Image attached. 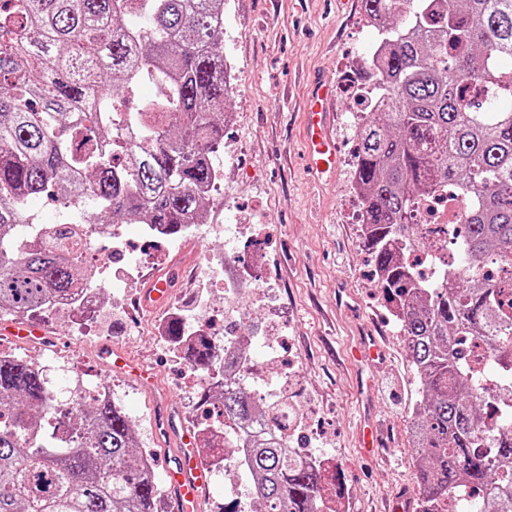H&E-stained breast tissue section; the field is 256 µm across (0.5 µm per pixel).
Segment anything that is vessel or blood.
Returning a JSON list of instances; mask_svg holds the SVG:
<instances>
[{
	"instance_id": "vessel-or-blood-1",
	"label": "vessel or blood",
	"mask_w": 512,
	"mask_h": 512,
	"mask_svg": "<svg viewBox=\"0 0 512 512\" xmlns=\"http://www.w3.org/2000/svg\"><path fill=\"white\" fill-rule=\"evenodd\" d=\"M328 96L325 90L316 93L307 112L306 142L310 150L311 166L320 174L335 172L338 165L336 152L325 133L328 114L324 110V102ZM170 295L168 280L157 279L143 290L142 302L149 307L160 306L168 301ZM0 333L10 336L21 345L37 343L45 336L38 325L22 319L0 327ZM103 356L110 370L128 375L145 386L153 384L152 374L121 351L108 347L104 349ZM171 437L175 453L163 477L172 489V512H199L202 495L209 484L205 467L192 453L193 436L190 430L172 431Z\"/></svg>"
}]
</instances>
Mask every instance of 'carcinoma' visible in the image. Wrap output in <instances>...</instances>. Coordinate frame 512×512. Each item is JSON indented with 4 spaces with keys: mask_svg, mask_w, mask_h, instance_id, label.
Masks as SVG:
<instances>
[{
    "mask_svg": "<svg viewBox=\"0 0 512 512\" xmlns=\"http://www.w3.org/2000/svg\"><path fill=\"white\" fill-rule=\"evenodd\" d=\"M381 30L369 64L377 109L355 122L353 179L361 240L422 398L412 411L419 448L415 512H512V0H361ZM224 0H0V311L31 314L76 290L86 229L65 237L35 223L29 201L52 190L91 224L163 226L175 237L207 217L224 145ZM151 80L159 101L135 104ZM490 84L494 112L465 86ZM447 186L471 201L465 238L445 278L427 284L394 247L425 244L414 205ZM482 341L501 390L481 395L464 367V339ZM201 372L224 376L214 396L224 419L255 406L232 358L206 336L187 347ZM295 417L269 406L267 432L244 437L255 512H322L321 470L285 447ZM161 490L135 450L129 417L110 401L79 399L58 412L56 392L32 363L0 357V512H154Z\"/></svg>",
    "mask_w": 512,
    "mask_h": 512,
    "instance_id": "carcinoma-1",
    "label": "carcinoma"
}]
</instances>
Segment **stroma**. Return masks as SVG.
<instances>
[{"mask_svg":"<svg viewBox=\"0 0 512 512\" xmlns=\"http://www.w3.org/2000/svg\"><path fill=\"white\" fill-rule=\"evenodd\" d=\"M378 38L360 0H225L224 58L232 65L234 93L224 141L234 154L215 157L229 168L209 203L219 230L197 225L193 246L218 262L233 255L250 260L245 278H274L277 294L266 311L245 292L230 300L199 283H180L169 302L189 326L217 342L228 325L277 337L278 367L287 374L277 390L295 406L298 424L319 432L318 450L335 456L351 512H389L390 504L405 508L416 496L408 427L418 393L408 351L367 275L351 177L356 106L345 85L365 81L367 44ZM324 78L334 89L331 134L340 159L329 181L311 173L302 148L309 98ZM245 224L266 225L261 245L242 238ZM121 231L140 276L105 303L92 326L74 324L60 311L32 315L52 336L54 351L32 345L14 353L45 363L65 403L72 398L70 368L89 373L95 384L112 385L116 405L129 416L138 442L153 449L159 469L173 448L156 416L165 409L177 425L202 429V391L190 385L186 364L169 340L154 333V312L138 301L150 278L176 273L175 264L145 243L141 225L125 224ZM366 335L384 348L381 359H355ZM107 345L151 368L153 386L107 371L100 356ZM369 425L386 440L370 456L359 445Z\"/></svg>","mask_w":512,"mask_h":512,"instance_id":"35a3bbf8","label":"stroma"}]
</instances>
